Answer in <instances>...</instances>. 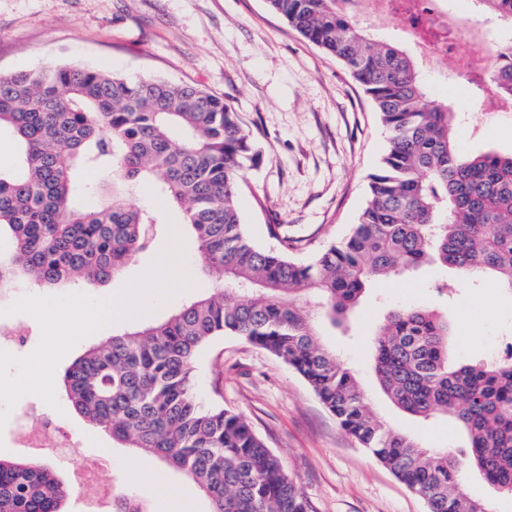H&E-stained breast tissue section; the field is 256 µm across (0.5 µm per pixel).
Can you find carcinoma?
Here are the masks:
<instances>
[{
  "label": "carcinoma",
  "mask_w": 512,
  "mask_h": 512,
  "mask_svg": "<svg viewBox=\"0 0 512 512\" xmlns=\"http://www.w3.org/2000/svg\"><path fill=\"white\" fill-rule=\"evenodd\" d=\"M309 42L342 61L370 97L388 134L358 222L310 260L247 235L237 194L258 158L241 113L224 98L161 78L48 64L0 73V134L16 157L0 169V297L21 287L118 276L164 232L156 210L127 194L149 185L185 208L210 292L167 317L115 331L68 367L74 410L117 448L153 457L193 481L209 512H310L280 458L240 413L204 406L195 360L216 338H245L309 384L341 427L409 489L428 512H489L463 488L461 462L426 448L371 411L356 374L319 338L315 317L343 324L368 287L436 264L488 275L512 294V151L461 147L455 112L430 98L404 47L373 40L335 0H267ZM477 17L512 24V0H474ZM497 92L512 98V36L497 46ZM112 168V203L77 205L79 168ZM448 318L422 306L391 309L370 334L375 376L401 411L455 416L471 463L512 494V364L452 363ZM59 470L27 456L0 458V512H65ZM112 512H145L129 494Z\"/></svg>",
  "instance_id": "cac0c4a2"
}]
</instances>
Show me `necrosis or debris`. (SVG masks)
I'll return each instance as SVG.
<instances>
[{
	"label": "necrosis or debris",
	"mask_w": 512,
	"mask_h": 512,
	"mask_svg": "<svg viewBox=\"0 0 512 512\" xmlns=\"http://www.w3.org/2000/svg\"><path fill=\"white\" fill-rule=\"evenodd\" d=\"M349 9L354 19L371 23L375 18L394 16L402 22V33L429 65L442 66L444 74L463 79L465 86L485 89L486 78L495 68V56L481 47V28L447 9L429 6L428 0H336ZM15 434L31 456L48 457L64 463L85 456L83 442L55 417L39 412L30 402L12 410ZM79 488L95 512H110L112 487L101 483L107 466L104 457H85Z\"/></svg>",
	"instance_id": "1"
}]
</instances>
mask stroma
Returning a JSON list of instances; mask_svg holds the SVG:
<instances>
[{
    "label": "stroma",
    "instance_id": "stroma-1",
    "mask_svg": "<svg viewBox=\"0 0 512 512\" xmlns=\"http://www.w3.org/2000/svg\"><path fill=\"white\" fill-rule=\"evenodd\" d=\"M105 68L136 78H163L201 87L241 112L259 149L238 197L245 228L265 249L280 247L266 227L282 225L308 260L356 223L368 178L387 147L377 111L336 57L308 42L266 0H0V71L48 63ZM420 71L432 97L453 101L458 140L479 151L512 149V126L476 132L482 101L458 78L428 66ZM448 284L438 294L434 286ZM429 305L453 328L451 355L496 361L495 346L512 336V297L474 278L423 268L408 279L373 284L341 328L323 326L325 342L360 378L373 411L410 431L425 446L462 459L461 480L493 512H512V495L493 488L470 463L467 441L453 417L413 420L379 390L368 335L397 306ZM196 392L204 405L243 414L281 459L312 512H427L386 467L348 434L308 383L282 360L245 339L226 335L196 360ZM62 423L89 453L107 457L108 479L134 494L147 512H168L164 493L125 468L128 448L89 426L64 405Z\"/></svg>",
    "mask_w": 512,
    "mask_h": 512
}]
</instances>
